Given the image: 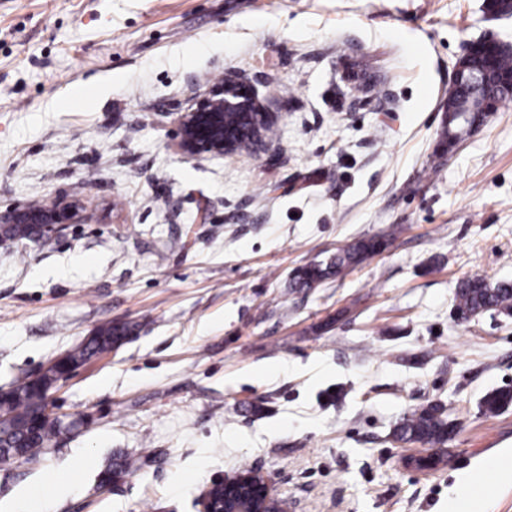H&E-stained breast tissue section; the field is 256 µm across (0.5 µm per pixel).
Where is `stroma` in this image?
<instances>
[{
	"label": "stroma",
	"instance_id": "obj_1",
	"mask_svg": "<svg viewBox=\"0 0 512 512\" xmlns=\"http://www.w3.org/2000/svg\"><path fill=\"white\" fill-rule=\"evenodd\" d=\"M487 0H0V205L63 196L83 223L0 248V387L101 325L117 351L52 390L50 450L0 468V512H198L260 470L288 512H448L458 471L512 448V315L454 318L461 279L512 280V100L442 151L468 42L512 44ZM250 81L267 147L185 159L174 116ZM381 252L310 289L356 239ZM458 425L447 460L394 441ZM119 459L130 470L100 487ZM504 43L500 40L494 38H487L483 40H478L470 43L466 49L464 54L461 56L460 60L456 63L454 67L453 81L452 85H456L457 82L462 80V70L464 65L466 64L468 58L477 50V49H485V50H494V48H499ZM382 242L376 238H361L336 252V256L326 265L311 263L299 268L293 279V288H313L332 277H338L346 269L361 264L376 254ZM457 430V424L449 419L440 405H427L413 410L396 426L395 439L402 443L422 442L445 445Z\"/></svg>",
	"mask_w": 512,
	"mask_h": 512
}]
</instances>
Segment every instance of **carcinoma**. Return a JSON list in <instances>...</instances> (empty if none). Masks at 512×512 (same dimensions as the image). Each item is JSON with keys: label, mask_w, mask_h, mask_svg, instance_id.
Here are the masks:
<instances>
[{"label": "carcinoma", "mask_w": 512, "mask_h": 512, "mask_svg": "<svg viewBox=\"0 0 512 512\" xmlns=\"http://www.w3.org/2000/svg\"><path fill=\"white\" fill-rule=\"evenodd\" d=\"M488 115L483 112L470 113V122L448 126L444 135L461 141L469 133L468 124H483ZM382 242L376 238H361L338 250L330 263H311L299 268L292 284L295 288H312L323 281L341 275L346 269L361 264L376 254ZM455 311L477 317L489 311L512 314V282H490L481 276L460 280L455 287ZM126 326H103L94 338L69 352L70 360L83 365L91 358L103 353L111 341L125 338ZM35 381L25 374L15 380L13 387L0 396V464H12L10 452L24 449L32 442L47 444L60 431L55 421L44 419L37 428L29 426L35 413ZM512 404V392L498 389L484 400L487 412L495 413ZM457 430V424L449 419L440 405H428L412 411L396 426L395 439L402 443L422 442L430 445H444Z\"/></svg>", "instance_id": "obj_1"}]
</instances>
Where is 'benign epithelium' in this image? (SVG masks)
<instances>
[{"label": "benign epithelium", "mask_w": 512, "mask_h": 512, "mask_svg": "<svg viewBox=\"0 0 512 512\" xmlns=\"http://www.w3.org/2000/svg\"><path fill=\"white\" fill-rule=\"evenodd\" d=\"M503 42L487 38L470 43L454 67L453 82L462 80V70L468 58L478 49L492 50ZM239 113L243 127L224 125V113ZM270 121L254 97L253 91L241 79H226L209 87L185 111L177 113L174 147L184 158L202 154L222 157L236 151V141L248 137L251 149L259 151L266 146L264 127ZM82 222L79 202L57 197L44 203H16L0 210V229L16 225L28 229L26 243L39 245L61 237L69 225ZM66 355L53 359L50 367L67 369L49 384L36 383V394L45 414H50L49 392L77 372L65 363ZM276 501L266 477L257 471L226 474L211 482L203 492L200 512H273Z\"/></svg>", "instance_id": "7a95c632"}]
</instances>
